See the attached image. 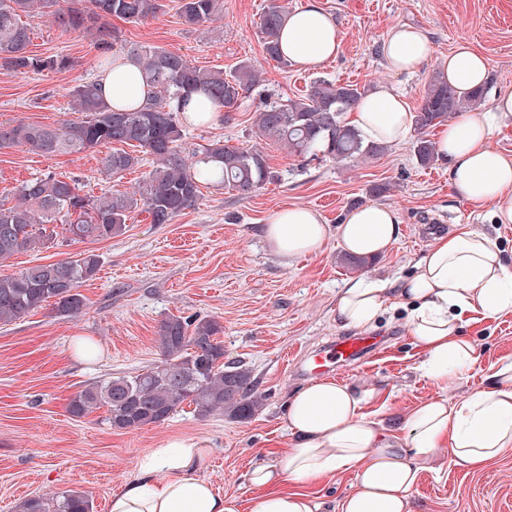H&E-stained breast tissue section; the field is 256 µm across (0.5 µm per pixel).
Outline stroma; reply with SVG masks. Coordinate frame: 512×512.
Listing matches in <instances>:
<instances>
[{
    "instance_id": "obj_1",
    "label": "stroma",
    "mask_w": 512,
    "mask_h": 512,
    "mask_svg": "<svg viewBox=\"0 0 512 512\" xmlns=\"http://www.w3.org/2000/svg\"><path fill=\"white\" fill-rule=\"evenodd\" d=\"M312 1L334 19L340 47L334 58L311 67L284 65L264 54L257 22L271 0H224L223 18L194 29L181 23L179 0H162V11L146 21L112 19L108 25L126 41L186 55L204 70L228 73L247 62L259 72L256 90L229 120L186 126L190 147L219 137L233 147L255 145L252 122L260 103L298 98L317 78L368 90L388 82L418 108L432 76L463 41L485 56L490 91L512 88V0H280L292 12ZM397 23L423 29L432 44L430 57L411 74L390 72L381 53L383 37ZM30 28L33 55L65 56L71 66L26 75L0 69V125L72 119L71 89L96 80L101 66L97 36L62 31L44 18L32 20ZM111 151L106 145L48 159L23 146L0 149V200L13 201L22 181L49 172L77 179L93 196L132 191L150 170V158L108 178L102 168ZM264 151L277 177L252 195L206 188L172 223L152 224L140 216L124 234L91 243L102 265L80 288L87 308L79 317L63 318L46 308L0 323V512H16L26 497L68 489L87 492L94 512H107L109 499L135 476L143 456L182 439L210 448L205 478L237 497L240 512H251L256 493L244 475L290 447L284 404L308 382L302 361L347 333L336 322L343 288L359 280L396 284L410 276L429 251L437 224L489 234L512 261V224L493 223L491 206L478 209L456 197L445 158L421 166L408 142L364 161L289 157L269 143ZM376 186L383 187L382 195H373ZM375 203L396 210L400 236L386 255L363 268L340 262L343 247L333 236L319 252L285 265L262 235L263 224L284 207L312 208L324 223L337 225L354 207ZM79 249L61 238L0 260V274L52 263ZM171 314L220 321L225 362L239 361L252 371L262 398L256 414L243 421L203 419L187 405L162 423L125 433L108 429L94 414L73 417L69 401L88 383L160 360L157 330ZM463 324L480 359L448 385L419 371L421 355L399 307L384 312L374 327L386 339L385 350L341 367L337 378L380 388L362 413L402 434L414 406L465 397L484 386L492 365L512 357V312L492 319L467 315ZM437 456L442 468L423 473L412 512H512V452L475 471L449 463L447 449H438Z\"/></svg>"
}]
</instances>
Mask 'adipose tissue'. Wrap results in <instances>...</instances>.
<instances>
[{
    "instance_id": "adipose-tissue-1",
    "label": "adipose tissue",
    "mask_w": 512,
    "mask_h": 512,
    "mask_svg": "<svg viewBox=\"0 0 512 512\" xmlns=\"http://www.w3.org/2000/svg\"><path fill=\"white\" fill-rule=\"evenodd\" d=\"M280 46L292 63L321 64L339 49L335 22L312 2L287 17ZM381 51L392 71L405 72L427 58L430 45L423 32L396 25ZM443 75L464 97L487 82L488 66L463 42L449 54ZM98 83L102 98L120 111L138 107L147 93L139 68L126 58L104 70ZM511 115L508 88L489 111L460 115L436 139L449 163L452 190L473 206L492 204L499 224H512V159L492 149L489 140ZM355 124L367 140L397 145L411 135L414 114L394 87L381 84L356 107ZM333 232L347 252L374 258L390 251L400 227L392 207L376 204L353 208L334 229L302 206L275 211L263 227L271 250L285 264L318 252ZM390 306L407 310L409 333L423 355L421 370L447 383L478 360L473 339L463 331V315L512 312V264L489 235L467 229L441 235L399 285L355 283L343 289L336 320L368 330ZM374 394L333 379L294 391L284 418L295 442L281 458L258 462L248 472L247 482L257 492L252 512H323L322 500L309 489L341 472L354 475L356 489L342 500L340 512H411V494L438 449H447L454 465L472 470L512 451V359L492 366L485 386L460 400L416 406L402 437L363 416L362 407ZM209 455V448L193 440L154 449L141 459L136 477L111 497L109 512H239L236 498L201 478Z\"/></svg>"
}]
</instances>
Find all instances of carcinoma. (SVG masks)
Segmentation results:
<instances>
[{
    "label": "carcinoma",
    "mask_w": 512,
    "mask_h": 512,
    "mask_svg": "<svg viewBox=\"0 0 512 512\" xmlns=\"http://www.w3.org/2000/svg\"><path fill=\"white\" fill-rule=\"evenodd\" d=\"M85 8L58 7L59 0H0V68L25 75L43 69L62 70L64 56L36 58L29 54L30 27L25 19L50 15L65 30L92 33L116 18L139 23L155 16L160 0H87ZM224 0H180L179 17L188 27L221 17ZM288 11L274 2L259 17L258 29L265 55L284 62L280 31ZM120 52L133 59L145 78L147 95L133 110L115 111L88 81L70 91L77 117L58 126L27 124L0 126V149L23 145L46 157L77 155L107 144L139 147L153 158V169L139 190L98 197L81 193L78 183L45 174L24 181L16 203L0 202V259L40 249L58 237L62 223L74 243L95 242L122 234L132 214H144L152 224H170L195 206L203 185L250 195L272 178L266 153L237 148L217 138L184 155L181 112L195 93L224 106L225 114L239 109L259 78L242 65L229 74L206 71L186 56L138 44H123ZM487 87L467 97L457 95L447 80L436 75L429 82L415 112L414 155L422 166L437 161L431 130L485 99ZM365 95L352 83L319 79L304 96L286 104L256 109L252 133L278 145L288 156L322 155L336 161L372 158L385 146L365 140L347 122ZM140 163L124 150L108 154L103 165L112 176ZM102 256L92 250L76 252L48 264H36L17 274L0 275V323L21 319L48 306L56 314L75 318L87 307L78 291L94 277ZM223 326L216 319L169 315L157 331L158 363L135 375L109 376L87 384L70 400L69 412L78 418L104 410L100 423L117 432H130L166 421L182 404L194 405L200 416L227 415L247 420L260 406L251 371L241 363H224ZM18 512H92V500L83 491L65 490L34 495L18 505Z\"/></svg>",
    "instance_id": "1"
}]
</instances>
